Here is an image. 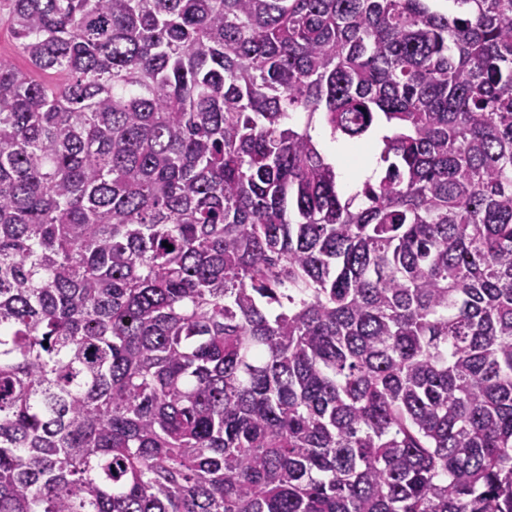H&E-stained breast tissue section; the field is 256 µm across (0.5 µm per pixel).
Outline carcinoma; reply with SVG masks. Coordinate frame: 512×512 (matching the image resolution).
<instances>
[{
    "instance_id": "cac0c4a2",
    "label": "carcinoma",
    "mask_w": 512,
    "mask_h": 512,
    "mask_svg": "<svg viewBox=\"0 0 512 512\" xmlns=\"http://www.w3.org/2000/svg\"><path fill=\"white\" fill-rule=\"evenodd\" d=\"M2 15L0 512H512V0ZM0 57L11 61L19 68H28L25 59L17 52L10 30L2 21H0ZM330 157L334 165L336 164V169L346 180L353 184L362 186L366 179L371 178L372 182H374L377 178V174L372 171L367 162L360 161L354 165L350 164L345 157L344 149L340 143H334L330 150Z\"/></svg>"
}]
</instances>
